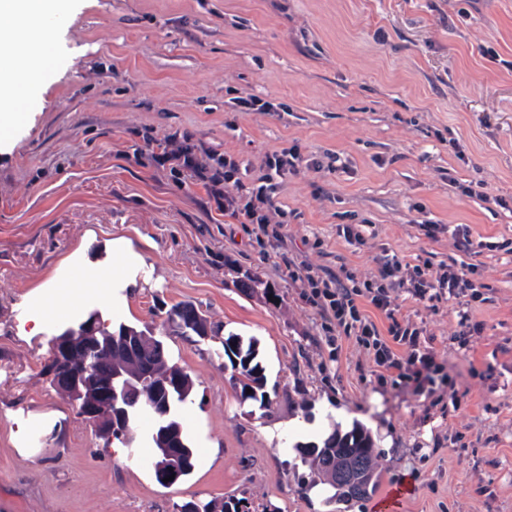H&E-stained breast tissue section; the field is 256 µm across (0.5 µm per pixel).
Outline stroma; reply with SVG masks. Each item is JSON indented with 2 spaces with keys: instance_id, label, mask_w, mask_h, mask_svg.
Listing matches in <instances>:
<instances>
[{
  "instance_id": "stroma-1",
  "label": "stroma",
  "mask_w": 512,
  "mask_h": 512,
  "mask_svg": "<svg viewBox=\"0 0 512 512\" xmlns=\"http://www.w3.org/2000/svg\"><path fill=\"white\" fill-rule=\"evenodd\" d=\"M22 27L50 45L40 102L0 137V512H174L245 500L251 512H512V0H57ZM276 104L243 112L239 97ZM191 135L249 186L273 151L283 255L219 210L204 183L136 161L144 135ZM482 186L484 197L458 184ZM367 224L363 244L342 226ZM468 225L481 253L455 247ZM124 236L151 272L107 324L152 330L194 390L177 409L198 463L161 486L153 420L138 447L105 444L47 366L59 333H32L28 293L82 240ZM473 264L486 303L458 336L456 304L399 294L443 368L415 393L380 377L355 337L337 348L285 263L375 279L378 259ZM261 288L241 291L244 277ZM198 305L218 335L163 327ZM255 339L270 407L242 400L224 355ZM367 428L369 498L313 495L298 446ZM296 160H298V155L293 150H276L267 158V170L274 172L278 176L284 175L286 171L295 167Z\"/></svg>"
}]
</instances>
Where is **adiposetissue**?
Returning a JSON list of instances; mask_svg holds the SVG:
<instances>
[{
    "mask_svg": "<svg viewBox=\"0 0 512 512\" xmlns=\"http://www.w3.org/2000/svg\"><path fill=\"white\" fill-rule=\"evenodd\" d=\"M53 8V0H0V54L22 64L21 69L0 72L1 126L13 123L22 110L37 81V70L49 55L47 45L28 37L20 21L47 15ZM144 265L143 255L128 238H113L98 254L91 252L89 243H82L33 286V330L44 328L49 313L70 322L83 318L88 289L100 305L124 302L126 290L139 287Z\"/></svg>",
    "mask_w": 512,
    "mask_h": 512,
    "instance_id": "obj_1",
    "label": "adipose tissue"
}]
</instances>
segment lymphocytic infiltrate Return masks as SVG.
I'll return each instance as SVG.
<instances>
[{
	"instance_id": "obj_1",
	"label": "lymphocytic infiltrate",
	"mask_w": 512,
	"mask_h": 512,
	"mask_svg": "<svg viewBox=\"0 0 512 512\" xmlns=\"http://www.w3.org/2000/svg\"><path fill=\"white\" fill-rule=\"evenodd\" d=\"M146 144L153 165L205 183L218 208L230 212L239 223L253 225L257 239L268 241L272 249L281 247L283 237L271 227L269 219L275 191L270 180L251 188L239 178V167L233 159L220 158L212 165L202 163L198 146L186 134L174 133L162 141L150 137ZM286 268L292 279L307 283V299L325 321L329 345H336L342 336L356 337L372 353L377 368L394 377L400 388L416 392L434 384L440 367L432 353L421 346L423 327L401 318L396 290H404L420 303L446 296L475 305L485 303L488 289L477 278L472 264L438 268L417 265L408 276H401L402 263L393 253L383 256L376 279L349 286L336 285L333 278L320 276L304 264L290 262ZM369 306L385 316L386 331H379L366 315Z\"/></svg>"
}]
</instances>
